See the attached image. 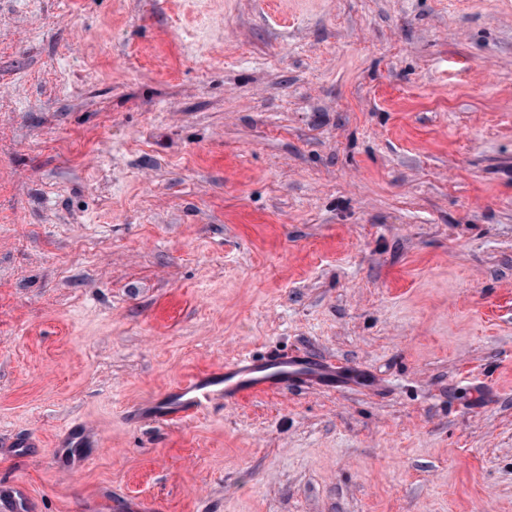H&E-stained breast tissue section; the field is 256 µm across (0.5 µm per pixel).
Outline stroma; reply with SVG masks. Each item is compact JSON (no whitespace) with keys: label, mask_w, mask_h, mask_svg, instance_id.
Listing matches in <instances>:
<instances>
[{"label":"stroma","mask_w":512,"mask_h":512,"mask_svg":"<svg viewBox=\"0 0 512 512\" xmlns=\"http://www.w3.org/2000/svg\"><path fill=\"white\" fill-rule=\"evenodd\" d=\"M273 352L377 383L150 416ZM15 483L35 512H512V0H0Z\"/></svg>","instance_id":"35a3bbf8"}]
</instances>
